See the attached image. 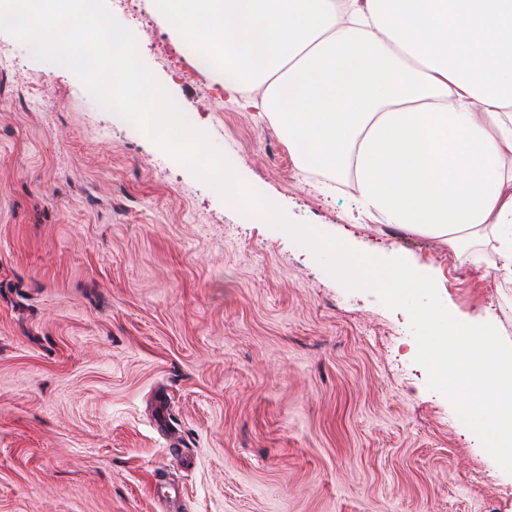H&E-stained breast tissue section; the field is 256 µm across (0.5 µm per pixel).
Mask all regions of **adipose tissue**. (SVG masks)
Masks as SVG:
<instances>
[{
	"label": "adipose tissue",
	"mask_w": 512,
	"mask_h": 512,
	"mask_svg": "<svg viewBox=\"0 0 512 512\" xmlns=\"http://www.w3.org/2000/svg\"><path fill=\"white\" fill-rule=\"evenodd\" d=\"M199 65L283 129L351 208L512 280V0H145Z\"/></svg>",
	"instance_id": "ef3b65f1"
}]
</instances>
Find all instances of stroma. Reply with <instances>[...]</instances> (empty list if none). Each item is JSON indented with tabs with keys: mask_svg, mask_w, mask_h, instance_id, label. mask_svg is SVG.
Listing matches in <instances>:
<instances>
[{
	"mask_svg": "<svg viewBox=\"0 0 512 512\" xmlns=\"http://www.w3.org/2000/svg\"><path fill=\"white\" fill-rule=\"evenodd\" d=\"M244 182L359 250L428 268L512 341V281L324 194L143 0H107ZM402 310L250 223L67 68L0 32V512H512L428 387ZM178 448L172 461L170 448Z\"/></svg>",
	"mask_w": 512,
	"mask_h": 512,
	"instance_id": "1",
	"label": "stroma"
}]
</instances>
